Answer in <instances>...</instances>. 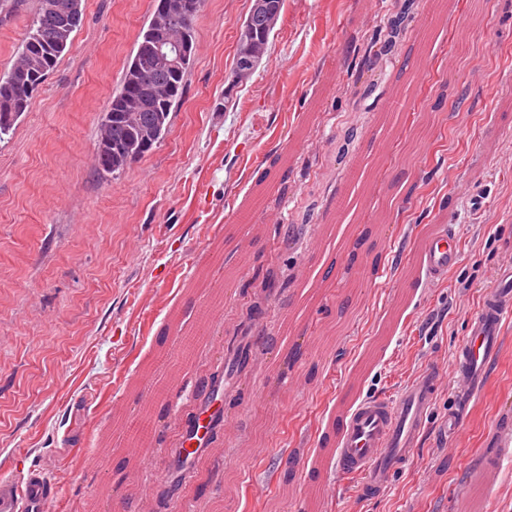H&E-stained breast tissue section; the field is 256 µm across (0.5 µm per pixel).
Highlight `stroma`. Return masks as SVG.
I'll list each match as a JSON object with an SVG mask.
<instances>
[{
  "label": "stroma",
  "instance_id": "1",
  "mask_svg": "<svg viewBox=\"0 0 512 512\" xmlns=\"http://www.w3.org/2000/svg\"><path fill=\"white\" fill-rule=\"evenodd\" d=\"M84 2L71 50L0 141V468L52 475L63 512H115L199 416L195 379L215 344L198 345L173 384L151 462L121 470L116 451L99 469L84 460L115 412L136 416L150 400L149 371L219 289L209 335L277 336L288 316L303 356L290 364L281 348L262 349L247 374L225 376L233 433L199 461L197 489L172 488L151 512L181 501L191 512H512V447L500 446L512 436V324L455 437L440 431L455 399L447 382L381 496L361 497L336 468L338 411L447 366L512 256V0H449L426 48L410 20L420 80L393 61L367 98L352 92L370 76L359 46L399 0H285L267 54L229 98L224 77L251 0H205L168 132L117 177L96 169L97 122L153 0ZM37 3L0 23V73ZM353 122L359 147L337 164L336 137ZM422 140L428 150L413 159ZM355 166L366 189L341 223L334 200ZM310 203L302 243L273 255L287 279L250 317L259 252ZM441 224L455 226L461 262L436 281L420 246ZM357 245L366 266L347 264ZM291 456L295 476L279 481Z\"/></svg>",
  "mask_w": 512,
  "mask_h": 512
}]
</instances>
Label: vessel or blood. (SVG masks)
I'll use <instances>...</instances> for the list:
<instances>
[{
    "label": "vessel or blood",
    "instance_id": "obj_1",
    "mask_svg": "<svg viewBox=\"0 0 512 512\" xmlns=\"http://www.w3.org/2000/svg\"><path fill=\"white\" fill-rule=\"evenodd\" d=\"M460 240L454 229L441 225L420 247L423 265L434 279H443L458 263ZM512 322V257L494 271V282L469 321L468 336L448 361L447 370L431 368L390 396L363 399L338 415L336 463L341 474L359 478V493L386 492L417 447L432 413L443 377H450L458 406L448 411L444 434L453 433L460 420V404L484 386L489 367ZM55 483L31 470L15 476L0 472V512H61Z\"/></svg>",
    "mask_w": 512,
    "mask_h": 512
}]
</instances>
